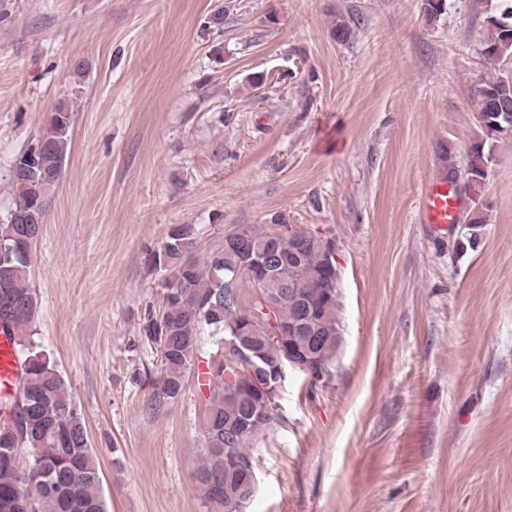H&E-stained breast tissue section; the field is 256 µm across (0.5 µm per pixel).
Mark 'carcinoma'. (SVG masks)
I'll return each instance as SVG.
<instances>
[{"instance_id":"1","label":"carcinoma","mask_w":512,"mask_h":512,"mask_svg":"<svg viewBox=\"0 0 512 512\" xmlns=\"http://www.w3.org/2000/svg\"><path fill=\"white\" fill-rule=\"evenodd\" d=\"M491 35L482 56L498 61L512 55V2L488 17ZM479 112L486 135L512 132V74L483 83L478 91ZM73 113L61 106L51 115L36 168L22 180L11 178L13 212L0 224V332L15 340L21 357L16 392L0 398V512H107L102 495V471L90 447L83 417L62 374L45 355L27 345L37 312V299L28 283L32 247L43 225L48 192L60 181L66 164ZM486 141L474 143L467 155L469 188L483 184L491 150ZM484 219L475 211L460 232L458 248L479 243ZM284 231L263 233L247 227L249 235L231 240L204 260L194 256L195 231L190 224L173 227L153 254L154 266L169 272L162 311L147 318L144 336L160 353L157 394L176 399L185 389L188 370L195 363L200 336L209 331L217 345L216 356L203 372L209 386L204 458L193 473L203 500L220 512H243L255 496L245 472L237 463L255 464L250 443L274 419L276 393L261 398L252 390L234 392L224 386V360L236 366L256 365L269 370L288 363V352L307 350L306 338L288 335V326L306 311L288 288L280 289L276 317L283 335L271 342L261 328L243 335L244 319L258 306H242L235 275L246 254L260 246H274L282 278L309 291L318 343L314 355L326 370L333 369L343 337L339 281L323 276L326 248L319 236L305 239L302 253L293 250Z\"/></svg>"}]
</instances>
